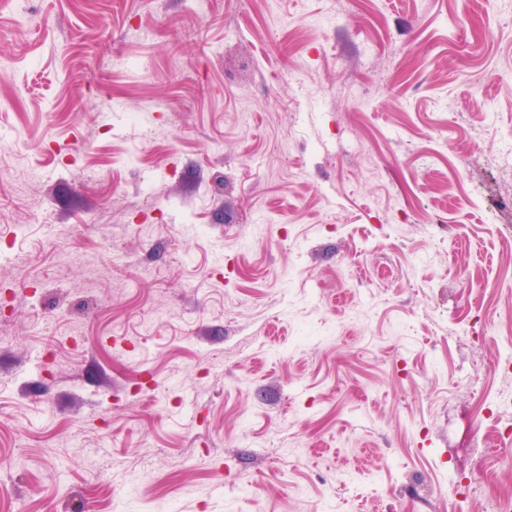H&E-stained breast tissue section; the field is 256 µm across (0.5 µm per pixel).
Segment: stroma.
Returning a JSON list of instances; mask_svg holds the SVG:
<instances>
[{
	"instance_id": "35a3bbf8",
	"label": "stroma",
	"mask_w": 512,
	"mask_h": 512,
	"mask_svg": "<svg viewBox=\"0 0 512 512\" xmlns=\"http://www.w3.org/2000/svg\"><path fill=\"white\" fill-rule=\"evenodd\" d=\"M1 60L0 512L512 494V0H0Z\"/></svg>"
}]
</instances>
